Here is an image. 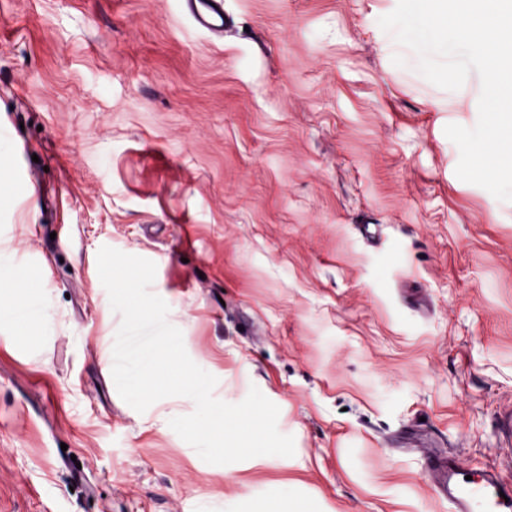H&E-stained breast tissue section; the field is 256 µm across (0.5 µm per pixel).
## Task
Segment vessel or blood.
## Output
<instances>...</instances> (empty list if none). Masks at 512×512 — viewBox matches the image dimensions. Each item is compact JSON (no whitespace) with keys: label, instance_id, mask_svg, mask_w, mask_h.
<instances>
[{"label":"vessel or blood","instance_id":"1","mask_svg":"<svg viewBox=\"0 0 512 512\" xmlns=\"http://www.w3.org/2000/svg\"><path fill=\"white\" fill-rule=\"evenodd\" d=\"M195 29L224 35V0H182ZM424 473L449 512H512V483L493 470H469L453 455L422 448Z\"/></svg>","mask_w":512,"mask_h":512}]
</instances>
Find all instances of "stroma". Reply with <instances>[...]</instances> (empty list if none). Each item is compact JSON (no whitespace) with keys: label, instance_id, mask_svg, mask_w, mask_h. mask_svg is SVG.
Listing matches in <instances>:
<instances>
[{"label":"stroma","instance_id":"1","mask_svg":"<svg viewBox=\"0 0 512 512\" xmlns=\"http://www.w3.org/2000/svg\"><path fill=\"white\" fill-rule=\"evenodd\" d=\"M397 0H0V512H448L419 425L512 479V202L456 175L447 91ZM369 235H362L361 225ZM109 246L156 265L213 395L258 388L291 457L204 462L112 377ZM181 2L192 19L195 29L217 38L224 37L223 0H182Z\"/></svg>","mask_w":512,"mask_h":512}]
</instances>
